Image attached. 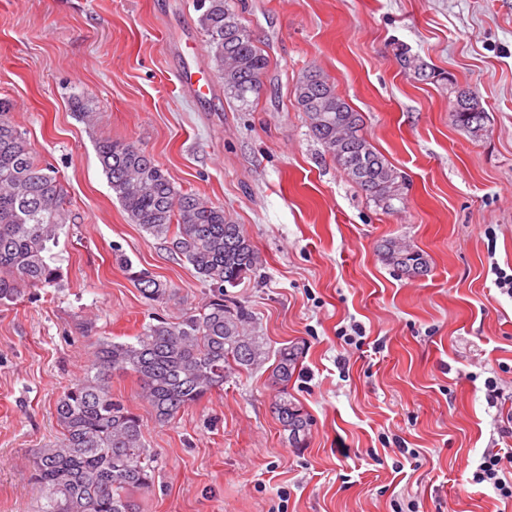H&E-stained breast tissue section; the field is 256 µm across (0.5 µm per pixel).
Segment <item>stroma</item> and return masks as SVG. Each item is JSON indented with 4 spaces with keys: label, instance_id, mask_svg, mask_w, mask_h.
<instances>
[{
    "label": "stroma",
    "instance_id": "stroma-1",
    "mask_svg": "<svg viewBox=\"0 0 512 512\" xmlns=\"http://www.w3.org/2000/svg\"><path fill=\"white\" fill-rule=\"evenodd\" d=\"M270 59L252 107L194 97L177 75L207 65L194 0H0V98L38 159L52 163L71 220L54 249L60 287L0 304V512H37L36 449L60 439L56 403L98 340H131L151 318L201 306L204 287L169 241L133 224L99 163L102 140L135 142L176 187L223 206L261 266L230 294L269 352L302 354L288 391L311 419L293 447L272 411L271 365L232 374L158 423L134 375L112 393L142 418L157 453L137 512H512L470 482L490 448L512 446V299L491 263L512 265V0H234ZM403 44L426 63L414 77ZM323 71L363 133L406 179L386 210L310 137L291 96ZM486 115L473 138L451 120L455 89ZM101 112L88 128L73 102ZM396 240L421 252L411 277L386 260ZM171 283L146 301L114 259ZM360 324L355 347L340 328ZM496 377L497 406L484 381ZM419 459L395 471V451Z\"/></svg>",
    "mask_w": 512,
    "mask_h": 512
}]
</instances>
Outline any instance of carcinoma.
<instances>
[{"label":"carcinoma","instance_id":"cac0c4a2","mask_svg":"<svg viewBox=\"0 0 512 512\" xmlns=\"http://www.w3.org/2000/svg\"><path fill=\"white\" fill-rule=\"evenodd\" d=\"M206 36L210 67L224 93L246 108L258 97L270 59L239 19L231 0H196ZM402 67L418 75L427 65L396 49ZM293 98L307 117L311 136L363 192L383 207L403 199L405 177L363 134V117L316 69L301 73ZM9 101L0 99V303L25 288L57 287L59 268L53 248L68 223L64 188L54 168L33 154L25 133L10 120ZM452 121L477 137L486 113L477 96L456 95ZM102 170L130 220L151 237L171 240L174 252L195 270L208 294L201 307L174 321L157 318L142 326L131 342L103 339L85 377L68 387L56 406L61 439L38 448L32 481L43 499L39 512H136L133 493L154 483L156 453L143 436V421L112 396L117 372L131 373L156 420L167 423L208 394L224 388L233 370L253 371L268 360L265 343L251 326L249 309L229 298V289L254 274L260 256L243 226L224 207L195 193L182 192L154 158L134 142L97 143ZM386 259L415 277L428 271L423 254L395 242ZM144 299L163 302L175 296L173 285L151 272L133 268L115 253ZM299 365V347L280 348L271 380L278 395L273 413L294 446L304 445L310 417L288 393Z\"/></svg>","mask_w":512,"mask_h":512}]
</instances>
